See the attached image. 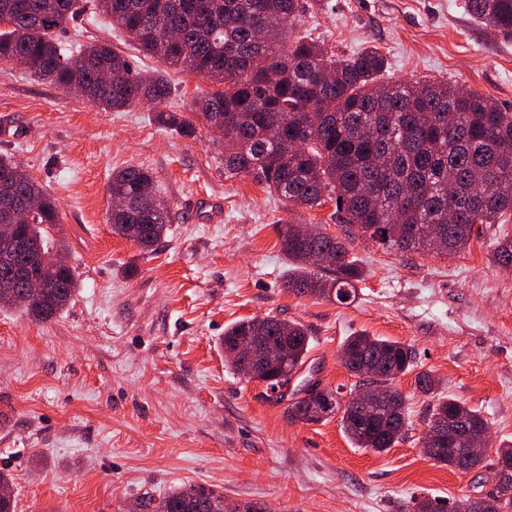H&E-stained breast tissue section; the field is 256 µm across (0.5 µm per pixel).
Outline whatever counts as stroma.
<instances>
[{
	"instance_id": "obj_1",
	"label": "stroma",
	"mask_w": 512,
	"mask_h": 512,
	"mask_svg": "<svg viewBox=\"0 0 512 512\" xmlns=\"http://www.w3.org/2000/svg\"><path fill=\"white\" fill-rule=\"evenodd\" d=\"M464 0H313L297 34L336 53L377 50L386 80L446 81L512 112V39L493 35ZM64 48L109 43L132 73L164 69L106 16L85 11L56 32ZM161 103L106 111L0 61V155L16 159L53 196L79 282L44 322L0 310V470L12 476L15 512H131L179 486L253 502L266 512H396L413 496L457 506L494 486L497 449L512 441V268L493 260L512 216L478 224L453 254L402 253L358 235L334 201L288 203L244 175L224 172V150L203 123L187 137L158 112L191 116L211 91L198 73L166 69ZM139 165L154 176L173 222L154 250L112 232L108 181ZM195 196L224 202V220L192 214ZM286 224L349 240L365 273L340 304L283 286ZM273 315L311 332L299 376L347 400L357 379L343 367L347 336L409 345L414 366L393 385L407 399L408 433L388 452L352 445L340 415L291 422L286 402L238 373L224 330ZM430 372L436 395L415 380ZM452 396L488 420L482 468L461 472L426 457L422 439L436 397Z\"/></svg>"
}]
</instances>
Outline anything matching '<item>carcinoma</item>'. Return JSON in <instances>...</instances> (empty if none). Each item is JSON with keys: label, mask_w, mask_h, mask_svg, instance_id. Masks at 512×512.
<instances>
[{"label": "carcinoma", "mask_w": 512, "mask_h": 512, "mask_svg": "<svg viewBox=\"0 0 512 512\" xmlns=\"http://www.w3.org/2000/svg\"><path fill=\"white\" fill-rule=\"evenodd\" d=\"M465 6L486 29L512 38V0H465ZM93 7L146 55L218 85L192 107L224 146L228 174L250 176L297 206H319L327 196L344 223L402 252H457L469 244L475 225L495 224L512 213V112L444 81L386 82L384 58L375 50L341 57L313 40L290 37L303 12L301 0H94ZM81 8L82 0H0V17L10 23L0 30V60H17L58 88L76 81L105 110L168 98L163 76H132L129 61L105 44L79 50L77 60L63 52L54 33ZM158 120L184 136L195 132L178 112H161ZM14 166L0 156V178L14 179L18 203L34 197L40 209L22 223L18 252L0 248V277L24 264L29 248L42 253V276L49 285L45 299L29 298L20 284L13 306L43 322L64 310L78 283L65 249L46 234L56 220L54 198L30 175L14 176ZM109 189L138 204L136 210L112 209L113 232L121 236L124 225L141 224L138 246H155L166 234L171 211L158 196L153 175L130 165L112 174ZM280 245L294 264L285 281L294 294L340 304L354 300L364 272L346 241L324 233L308 239L288 224ZM314 250L331 255L329 276L308 269ZM493 258L512 265V238ZM248 335L275 346L278 318L236 322L224 330L222 344L227 349ZM288 335L295 343L280 365L285 383L305 363L311 340L300 322H288ZM343 350L348 371L375 386L390 387L414 363L408 345L380 336H349ZM337 409L357 448L383 453L406 432L402 396L392 408L338 401L326 415ZM287 413L294 422L322 421L301 398L289 403ZM454 415L464 416L472 430L488 428L482 414L451 397L432 406L427 426ZM464 448L465 441L454 438L426 456L457 468ZM163 501L166 512H224V496L213 489L180 486ZM431 503L436 512H447L434 498L411 499L399 512H428ZM511 503L512 470L494 490L462 504L461 512H502Z\"/></svg>", "instance_id": "1"}]
</instances>
